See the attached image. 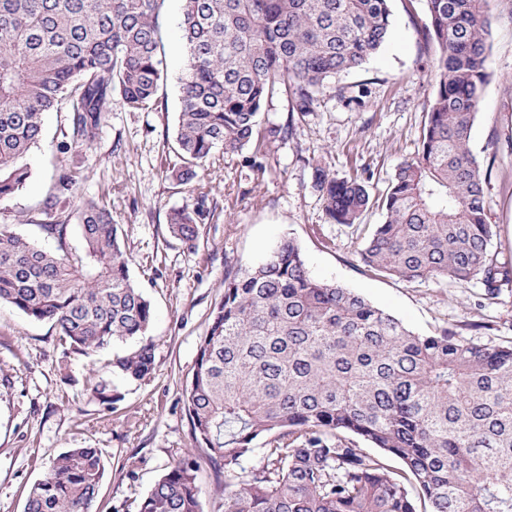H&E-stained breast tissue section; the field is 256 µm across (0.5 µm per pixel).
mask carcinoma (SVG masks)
<instances>
[{
    "instance_id": "carcinoma-1",
    "label": "carcinoma",
    "mask_w": 512,
    "mask_h": 512,
    "mask_svg": "<svg viewBox=\"0 0 512 512\" xmlns=\"http://www.w3.org/2000/svg\"><path fill=\"white\" fill-rule=\"evenodd\" d=\"M391 2L182 0L185 65L176 161L166 172L198 193L169 213L171 236L194 248L217 210L200 174L214 151L241 155L282 91L292 111H312L328 79L380 50ZM426 2L423 35L441 57L416 155L379 198L358 176L317 167L313 177L337 224L352 226L374 206L385 211L357 251L367 271L406 283L479 280L495 296L512 283V267L491 249L495 226L470 149L488 77L487 0ZM162 3L0 0L1 203L26 186L44 114L61 101L82 143L95 139L115 96L133 111L154 109ZM76 185V171L60 170L41 210L39 227L58 251L0 225V303L52 324L62 368L73 353L145 336L153 319L107 204L88 199L68 210ZM73 217L84 244L75 258L65 250ZM110 366L141 381L154 370V346ZM91 393L108 410L122 400L110 378ZM184 398L224 512H512V343L480 345L446 328L415 333L359 293L315 279L291 237L262 262L225 270ZM259 438L262 464L243 476L237 468ZM389 457L402 468L390 469ZM198 469L189 457L171 464L139 512H203ZM104 471L99 449L65 450L30 488L23 512H90Z\"/></svg>"
}]
</instances>
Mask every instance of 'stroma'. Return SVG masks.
I'll use <instances>...</instances> for the list:
<instances>
[{"label": "stroma", "mask_w": 512, "mask_h": 512, "mask_svg": "<svg viewBox=\"0 0 512 512\" xmlns=\"http://www.w3.org/2000/svg\"><path fill=\"white\" fill-rule=\"evenodd\" d=\"M181 7V0H164L160 11L167 76L155 110L132 112L112 102L96 138L77 144L68 108L58 105L46 113L43 140L27 157L31 176L25 188L0 204V224L39 248L57 250L56 240L38 226L41 209L59 170L78 167L77 199L107 202L132 259L131 276L152 304L146 339L156 355L149 377L117 381L124 399L111 412L90 390L108 361L126 354L127 346L72 355L63 371L51 324L0 304V512H23L32 485L53 459L75 447L103 453L106 470L93 512H139L158 476L188 453L200 464L204 512H224L207 451L192 438L183 386L210 311L224 292L225 270L263 261L282 238L299 243L314 278L358 292L417 333L445 326L477 344L512 341V284L489 299L477 280L409 284L365 271L356 251L366 226L382 222L381 210L370 209L358 225L333 223L313 183L319 166L337 178H367L377 196L395 168L414 157L440 58L439 48L422 36L425 0H393L394 27L382 50L359 69L325 83L313 112L293 120L287 138L261 140L264 172L238 157L207 163L204 181L218 209L202 225L193 250L167 226L170 211L192 203L193 194L167 179L162 168L175 147L180 110ZM487 13L489 79L480 93L471 149L491 170L484 192L488 221L496 227L492 249L510 263L512 0H488Z\"/></svg>", "instance_id": "1"}]
</instances>
